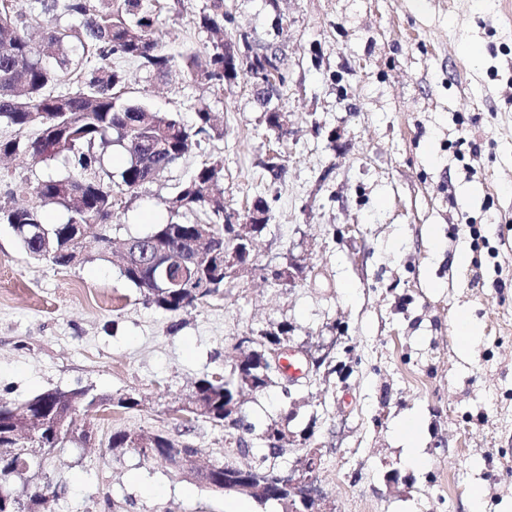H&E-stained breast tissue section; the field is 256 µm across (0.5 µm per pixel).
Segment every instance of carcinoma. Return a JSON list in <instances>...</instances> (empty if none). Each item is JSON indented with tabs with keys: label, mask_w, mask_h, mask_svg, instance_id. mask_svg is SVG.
Listing matches in <instances>:
<instances>
[{
	"label": "carcinoma",
	"mask_w": 512,
	"mask_h": 512,
	"mask_svg": "<svg viewBox=\"0 0 512 512\" xmlns=\"http://www.w3.org/2000/svg\"><path fill=\"white\" fill-rule=\"evenodd\" d=\"M155 0H41L45 9L62 5L65 13L78 19V24L38 31L18 8L16 0H0V124L14 127L18 135L0 140V155H25L37 162L62 157L69 166L63 176H49L34 186H20L18 192L30 196L27 202L11 208H0V223L22 224L27 231L16 235L23 250L36 259H45L67 267L78 261L75 255L77 238L82 231H96L107 250H112V238L102 232L112 223L114 201L133 193L159 178L172 164L183 158L195 137L205 134L210 138L224 137L208 105L195 109L196 123L185 124L176 113H160L142 104L126 102L119 94L125 75L112 63L118 54L134 60L145 70L166 78L177 68L191 80L222 87L235 80L239 70H228L224 61V41L211 42L208 61L201 65L196 53L188 52L180 60L162 53L155 36ZM227 17L224 0H210L209 8L199 14L196 24L206 31H219ZM53 47L54 63L43 61L42 42ZM237 43L243 45L249 59L248 71L262 68V51L273 44H253L246 32L238 34ZM97 66L86 67L91 59ZM68 78L79 84L77 92L56 94L53 86ZM34 127L35 135L27 137L23 131ZM122 149L128 157L125 167L115 173L107 166L109 153ZM224 164L220 159L205 162L196 168L178 186L176 203L186 210H201L207 223L214 225V238L206 251L239 248L246 254L245 263L252 264L255 246L239 237V228L228 222L224 210V192L219 189ZM58 206L67 212L62 224H47L43 209ZM197 233V224L167 222L159 224L147 237L155 243L176 248L191 244ZM123 276L139 289L145 301L171 314L196 307L224 292L229 277L224 275V264L204 259L199 268L183 282H163L164 273L154 268L122 270ZM289 328L280 326L274 331H259L240 340L259 349L264 345H278L290 341ZM270 364L261 356L248 355L236 374L229 380L223 377L202 378L195 386V396L205 411L180 408L185 420L199 417L213 425L232 429L252 430L240 413L241 397L246 392L266 389L271 379ZM80 403L53 404L33 413L42 419L44 429L34 443L37 448H63L66 444L81 447L90 443L92 432L73 433L66 421L67 413L85 412L95 395H84ZM134 430H117L108 439V447L132 449L143 458L167 462L163 449L171 447L173 439L156 434L155 451L148 455L139 449ZM269 453L263 454L240 474L249 479L259 475H273L269 460L279 456L278 445L282 430L270 425L263 433ZM13 444V416L0 411V448ZM50 460L32 465L28 471L0 460V488L9 487L21 494L6 498V509L0 512H52L62 488L47 477ZM252 498L276 501L288 512V493L270 486L264 495Z\"/></svg>",
	"instance_id": "obj_1"
}]
</instances>
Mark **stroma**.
I'll return each mask as SVG.
<instances>
[{"mask_svg": "<svg viewBox=\"0 0 512 512\" xmlns=\"http://www.w3.org/2000/svg\"><path fill=\"white\" fill-rule=\"evenodd\" d=\"M502 3L226 0L225 35L244 31L283 53L280 141L248 72L208 87L115 57L127 101L189 124L208 105L224 137L198 136L162 177L124 195L108 234L203 221L173 198L218 157L226 211L260 197L271 219L252 270L178 315L146 302L95 239L60 267L0 224V400L90 388L140 401L79 416L95 440L55 457L66 490L55 512H282L107 442L120 429L161 432L189 439L202 459L223 457V430L202 418L185 429L178 409L200 378L229 372L240 337L283 323L292 345L325 363L293 387L273 371L268 388L245 394L244 439L266 453L262 434L279 425L292 439L277 459L285 472L311 433L321 512H512V16ZM208 5L157 0L163 53H206L213 36L196 19ZM273 150L277 178L263 166ZM65 171L59 158L1 161L0 204L15 185ZM290 259L304 268L293 287L273 278ZM464 313L476 326L467 339ZM412 446L426 467L410 465Z\"/></svg>", "mask_w": 512, "mask_h": 512, "instance_id": "35a3bbf8", "label": "stroma"}]
</instances>
